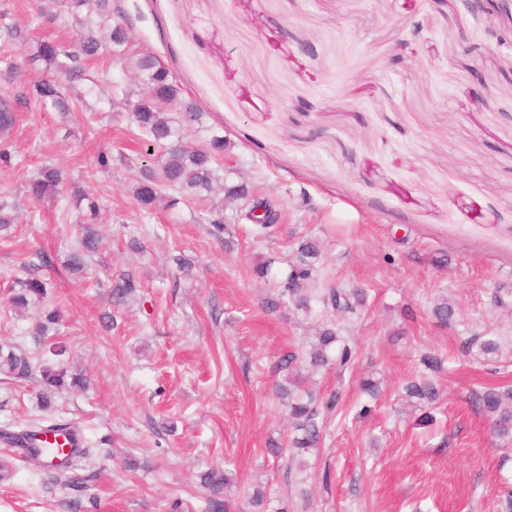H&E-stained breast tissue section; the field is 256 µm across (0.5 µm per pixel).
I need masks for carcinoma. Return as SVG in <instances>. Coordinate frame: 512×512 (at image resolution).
Masks as SVG:
<instances>
[{"mask_svg":"<svg viewBox=\"0 0 512 512\" xmlns=\"http://www.w3.org/2000/svg\"><path fill=\"white\" fill-rule=\"evenodd\" d=\"M69 10L83 29L76 41L50 40L38 43L36 51L26 58L33 69L41 73L31 80L27 87L30 100L44 106H52L61 112H71L73 107L67 98V84L85 78L88 64L97 59L101 50L112 45L120 47L127 42V34L119 23H112L110 0H70ZM27 42L24 30L9 25L0 35V59L6 65V74L21 75L19 65L11 60L10 50L22 47ZM134 68L142 78L143 86L136 102L131 104L132 120L139 129L146 146L160 152L158 167L147 169L142 179L134 187V198L138 206L150 211L162 199V189L170 187L181 191L209 192L213 185L223 181L219 176L221 161L224 160L226 143L224 137L213 134L194 148L182 145L179 130L171 117L174 112L183 113L188 120L196 121L201 109L183 97L179 85L162 61L152 53H144L134 60ZM16 124V112L12 100L0 97V163L11 164L8 138ZM66 181L61 171L53 166H44L37 176L25 183L26 197L41 202L57 196ZM76 208L87 202L84 223L93 224L98 215V207L88 194L73 192ZM17 220V206L7 199L0 200V232L8 234ZM319 248L316 242L308 241L301 246L299 260L288 267L283 275L284 291L299 308H308L311 302L309 289L315 268L310 259L317 257ZM21 291L11 298L17 309H25L30 302L45 295L46 283L31 276L20 282ZM136 282L130 275L123 276L113 286V297L121 300L131 294ZM325 311L354 313L356 308L365 305V294L360 289L325 288L317 295ZM338 346L336 366L344 369L353 361L354 351L347 341L339 336L334 327L324 326L319 332L318 343L310 354L312 367H323L330 363L327 349ZM467 351L478 357H486L500 352V342L491 336L474 335L465 343ZM292 388L279 386L280 397L288 399V420L296 435L290 447L294 449L292 458L300 459V466H306L303 456L319 447L321 426L320 408L317 397L310 391L300 395L294 392L297 380H291ZM404 398L415 402V407L424 410L420 422H433L429 406L439 400V390L428 377L422 376L402 387ZM472 403L478 412L492 421L495 435L503 442L512 441V386L487 387L473 394ZM201 485L209 491V512H228L229 502L223 499L224 490L231 484L229 472L211 469L200 477Z\"/></svg>","mask_w":512,"mask_h":512,"instance_id":"1","label":"carcinoma"}]
</instances>
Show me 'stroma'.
<instances>
[{"label":"stroma","mask_w":512,"mask_h":512,"mask_svg":"<svg viewBox=\"0 0 512 512\" xmlns=\"http://www.w3.org/2000/svg\"><path fill=\"white\" fill-rule=\"evenodd\" d=\"M0 3L32 40L76 32L67 12L38 18L36 0ZM110 7L128 52L155 54L201 108L197 124L174 113L183 141L223 135L225 184H246L281 217L259 231L248 200L219 191L141 210L132 189L158 157L128 107L110 108L89 81L75 87L87 111L18 106L13 164H0V195L18 205L0 239V434L71 422L87 453L74 484L0 441V512H207L199 476L213 467L232 474V512H502L512 445L471 394L512 384V18L464 0ZM47 164L99 206L101 243L80 274L67 267L83 233L69 195L36 203L23 192ZM310 240L318 288L363 289L365 306L300 310L282 297L281 273ZM31 273L45 296L15 313ZM125 274L137 288L118 301ZM441 298L455 307L446 324L432 313ZM330 323L355 352L341 372L306 361ZM477 334L497 337L499 356L467 353ZM20 352L29 372H8ZM291 352L325 405L322 445L303 469L273 452L292 437L274 391ZM428 352L445 369L423 426L398 390ZM45 369L84 384L45 391ZM369 376L384 391L374 402L359 390Z\"/></svg>","instance_id":"obj_1"}]
</instances>
